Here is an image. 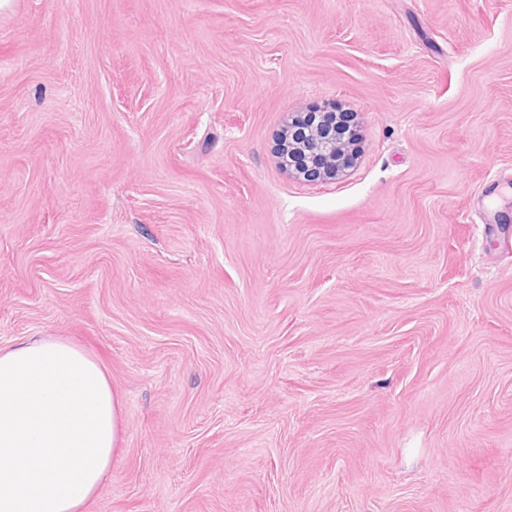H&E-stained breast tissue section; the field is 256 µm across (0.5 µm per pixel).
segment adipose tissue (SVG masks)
<instances>
[{"label":"adipose tissue","mask_w":512,"mask_h":512,"mask_svg":"<svg viewBox=\"0 0 512 512\" xmlns=\"http://www.w3.org/2000/svg\"><path fill=\"white\" fill-rule=\"evenodd\" d=\"M103 366L42 336L0 350V512H87L123 448Z\"/></svg>","instance_id":"obj_1"}]
</instances>
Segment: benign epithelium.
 Returning <instances> with one entry per match:
<instances>
[{
  "label": "benign epithelium",
  "mask_w": 512,
  "mask_h": 512,
  "mask_svg": "<svg viewBox=\"0 0 512 512\" xmlns=\"http://www.w3.org/2000/svg\"><path fill=\"white\" fill-rule=\"evenodd\" d=\"M360 130L350 112H336L325 102L315 112H295L288 124V172L308 182L335 179L352 164L351 150Z\"/></svg>",
  "instance_id": "obj_1"
}]
</instances>
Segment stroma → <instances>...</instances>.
I'll return each instance as SVG.
<instances>
[{"mask_svg": "<svg viewBox=\"0 0 512 512\" xmlns=\"http://www.w3.org/2000/svg\"><path fill=\"white\" fill-rule=\"evenodd\" d=\"M355 113L335 180L277 157ZM124 402L88 512H512V0H13L0 349ZM316 109L319 112L293 113L285 135L288 172L308 182L343 175L353 164L350 152L360 137L354 113L336 112L332 102H324Z\"/></svg>", "mask_w": 512, "mask_h": 512, "instance_id": "35a3bbf8", "label": "stroma"}]
</instances>
